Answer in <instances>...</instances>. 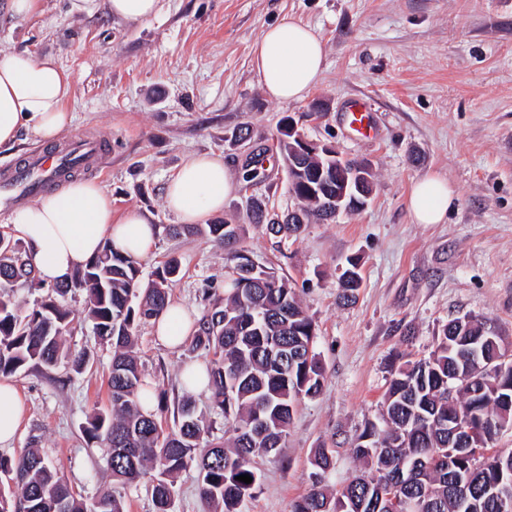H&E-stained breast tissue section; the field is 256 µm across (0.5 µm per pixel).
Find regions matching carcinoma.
<instances>
[{"label":"carcinoma","instance_id":"obj_1","mask_svg":"<svg viewBox=\"0 0 512 512\" xmlns=\"http://www.w3.org/2000/svg\"><path fill=\"white\" fill-rule=\"evenodd\" d=\"M278 145L283 160L295 157L289 191L299 201L282 221L269 217L263 201L248 217L272 234L298 235L311 219L332 217L327 205L341 189L336 167L322 154L293 155L288 118ZM173 233L205 234L221 245L240 238V225L226 221L184 224ZM224 297L201 317L189 345L213 354L206 368L213 409L230 425L229 443L213 437L212 423L191 398L177 403L178 428L164 432L154 414L142 410L143 376L134 351L135 326L157 318L169 303L168 288L180 272L175 259L157 267L142 284L139 260L105 245L71 281L51 288L32 308L13 302L19 288L43 287L26 250L9 239L0 246V376L33 364L53 369L66 361L74 370L88 362L71 356L62 338L71 311L62 303L71 287L85 291V312L95 334L112 343L111 409L87 418V443L107 448L113 486L87 502L58 476L39 452L0 455V481L14 482L0 493V512H126L121 490L153 477L154 512H172L173 478L196 472L199 496L222 512H241L258 485L257 459L277 452L288 433L297 402L318 395L324 369L314 351L316 328L288 280L254 269L241 250L231 253ZM255 271L248 277L246 273ZM502 339L488 321H448L426 359L397 367L385 394L383 423L359 436L355 458L371 471L356 475L334 495L321 486L296 501L293 512H370L378 486L394 483L401 500L417 512H512V451H488L499 431L512 427V369L500 372L484 358L505 355ZM481 448L478 457L471 449ZM249 475L252 482L237 480Z\"/></svg>","mask_w":512,"mask_h":512}]
</instances>
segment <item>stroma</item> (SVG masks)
Instances as JSON below:
<instances>
[{
	"label": "stroma",
	"instance_id": "obj_1",
	"mask_svg": "<svg viewBox=\"0 0 512 512\" xmlns=\"http://www.w3.org/2000/svg\"><path fill=\"white\" fill-rule=\"evenodd\" d=\"M10 3L0 0V50L54 57L70 80L68 135L111 143L84 179L111 195L116 213L139 212L158 229L142 278L177 259L170 299L195 321L223 295L229 250L166 231L177 222L165 207L167 182L187 158L210 153L237 184L223 217L242 225L241 247L289 280L315 323L323 389L297 403L279 454L258 464L259 486L243 512H292L318 482L341 490L361 468L352 454L357 437L381 422L392 369L428 357L449 319L489 318L512 349V0H158L141 21L111 16L106 0L89 14L72 11L71 0H42L30 17L14 16ZM288 16L322 38L325 68L305 99L277 102L264 94L250 50L266 26ZM356 99L372 108L374 138L347 127ZM286 115L306 140L370 165L365 209L307 224L296 237L249 223L251 200L279 215L297 206L277 149ZM261 150L264 177L245 181ZM429 174L454 191L447 223L416 224L409 214L411 186ZM352 259L361 287L343 304L339 277ZM66 304L75 316L66 344L89 362L78 372L29 365L13 374L26 416L0 453L40 448L90 499L112 483L102 450L83 431L93 410L110 407L112 348L94 334L81 291ZM135 341L144 384L161 399L155 417L173 430L176 402L189 392L185 368L206 369L211 356L166 347L149 322ZM189 393L222 437L209 390ZM319 448L334 460L321 475L311 464Z\"/></svg>",
	"mask_w": 512,
	"mask_h": 512
}]
</instances>
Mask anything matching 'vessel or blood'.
Wrapping results in <instances>:
<instances>
[{"instance_id":"vessel-or-blood-1","label":"vessel or blood","mask_w":512,"mask_h":512,"mask_svg":"<svg viewBox=\"0 0 512 512\" xmlns=\"http://www.w3.org/2000/svg\"><path fill=\"white\" fill-rule=\"evenodd\" d=\"M347 118L355 134L364 136L371 133V111L365 101L350 102ZM106 147L107 143L103 139L84 138L70 141L62 149L28 156L21 164L0 171V191L7 193L9 202L24 200L40 192L42 183L52 178L63 164L76 161L85 167L93 165Z\"/></svg>"}]
</instances>
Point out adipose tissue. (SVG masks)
<instances>
[{
	"label": "adipose tissue",
	"mask_w": 512,
	"mask_h": 512,
	"mask_svg": "<svg viewBox=\"0 0 512 512\" xmlns=\"http://www.w3.org/2000/svg\"><path fill=\"white\" fill-rule=\"evenodd\" d=\"M325 46L320 36L292 18L268 26L251 50V64L265 95L276 101H300L323 72ZM69 82L50 57L0 51V149H12L22 137L57 139L72 117L66 109ZM237 186L220 157L193 155L166 186L165 205L184 224L222 213ZM454 203L446 178L430 174L409 194L414 223L443 224ZM11 231L22 241L42 283L68 282L77 268L104 245L142 258L151 251L157 228L131 211L116 215L111 197L95 182L76 179L35 202L17 208Z\"/></svg>",
	"instance_id": "obj_1"
}]
</instances>
